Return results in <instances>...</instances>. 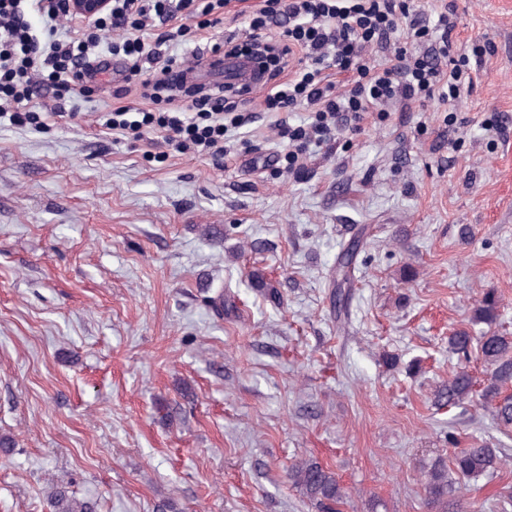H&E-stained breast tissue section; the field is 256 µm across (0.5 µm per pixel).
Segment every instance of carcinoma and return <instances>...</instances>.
<instances>
[{
	"label": "carcinoma",
	"mask_w": 512,
	"mask_h": 512,
	"mask_svg": "<svg viewBox=\"0 0 512 512\" xmlns=\"http://www.w3.org/2000/svg\"><path fill=\"white\" fill-rule=\"evenodd\" d=\"M354 253L344 250L336 261L337 286L350 283ZM251 287L271 299L279 298L277 288L265 273L255 268L248 274ZM499 297L486 292L477 301L471 324H484L487 329L475 334L469 328H458L448 337V351L458 360H469L472 354L490 367V373L480 392L482 406L489 409L498 427L512 430V336L494 329L498 318ZM475 381L462 367L437 390L435 399L440 406H459L473 397ZM502 465L501 449L486 442H474L466 448H457L449 460L432 463L423 483L427 505L433 512H459L456 492L461 481L494 476ZM289 480L300 489L317 512H339L343 503V487L331 469L308 459L293 465ZM49 512H96V503L79 498L67 482L61 481L47 494Z\"/></svg>",
	"instance_id": "cac0c4a2"
}]
</instances>
